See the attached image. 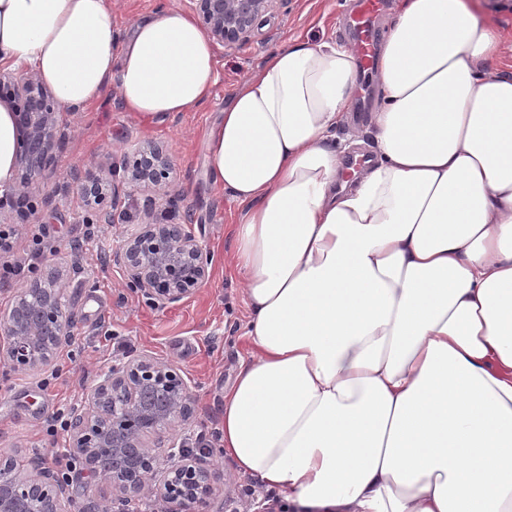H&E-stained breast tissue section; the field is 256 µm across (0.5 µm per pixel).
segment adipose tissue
Instances as JSON below:
<instances>
[{
  "instance_id": "adipose-tissue-1",
  "label": "adipose tissue",
  "mask_w": 512,
  "mask_h": 512,
  "mask_svg": "<svg viewBox=\"0 0 512 512\" xmlns=\"http://www.w3.org/2000/svg\"><path fill=\"white\" fill-rule=\"evenodd\" d=\"M466 0H396L354 181L334 142L351 44L267 54L207 133L240 206L232 258L252 353L221 451L288 512H512V64ZM0 65L74 116L118 88L145 121L218 80L190 14L117 28L108 0H0Z\"/></svg>"
}]
</instances>
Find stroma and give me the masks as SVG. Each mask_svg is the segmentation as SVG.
<instances>
[{"label":"stroma","mask_w":512,"mask_h":512,"mask_svg":"<svg viewBox=\"0 0 512 512\" xmlns=\"http://www.w3.org/2000/svg\"><path fill=\"white\" fill-rule=\"evenodd\" d=\"M359 4L360 0H274L248 43L217 47V84L211 98L192 111L145 122L123 111L112 93L87 112L68 118L66 139L48 185L53 200L44 209L54 249L42 266L64 271L65 304L73 315L76 339L57 355L54 364L60 376L45 391L37 386L41 372L11 368L0 358V453L15 455L25 465L50 464L56 448L43 433L45 415L63 405L82 406L115 360L117 342L126 344L128 355L147 353L182 371L195 397L196 417L179 427L180 435L220 430L224 392L248 358L250 346L242 278L232 263L231 227L238 206L208 176L206 133L220 118L229 95L275 46L305 37L351 41L349 25ZM353 100L358 107L337 129L336 142L359 160L373 153L369 115L376 101L375 81L357 83ZM150 141H164L170 147L174 171L169 190L175 204L147 210L150 191L131 188L120 194L118 203L107 200L103 207L119 206L138 222L148 213L160 224L190 225L210 250L208 281L193 296L165 310L154 309L139 291L128 287L121 268L111 261L123 242V225L100 224L94 243L76 253L70 248L81 232L84 214L75 174L103 172L124 150ZM219 466L224 483L210 512H225L226 501L233 498L237 512H257L263 494L241 497L249 478L237 475L227 458H220Z\"/></svg>","instance_id":"obj_1"}]
</instances>
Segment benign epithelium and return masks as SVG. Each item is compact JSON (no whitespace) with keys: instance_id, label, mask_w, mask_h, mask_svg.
<instances>
[{"instance_id":"7a95c632","label":"benign epithelium","mask_w":512,"mask_h":512,"mask_svg":"<svg viewBox=\"0 0 512 512\" xmlns=\"http://www.w3.org/2000/svg\"><path fill=\"white\" fill-rule=\"evenodd\" d=\"M201 28L216 44L233 48L251 38L273 0H191ZM26 108L14 117L23 134L16 149L9 194L28 199L30 211L46 204L50 182L67 126L52 91L31 68L0 70V85ZM173 164L169 150L151 143L123 152L108 176H81L76 188L93 217L124 224L123 212L100 209L107 192L117 199L119 186L152 188L170 204ZM113 261L128 286L159 309L196 293L210 276V251L185 224L144 222L128 228ZM62 273L50 269L18 289L10 307L0 311L5 356L14 368L41 371L75 340L72 315L65 309ZM195 413L192 391L180 369L141 353L112 365L87 394L70 423L69 452L78 471L112 488L118 512L136 502L160 503L164 512H209L210 500L223 483L217 468L178 441L176 424H189ZM168 453L166 476L152 482L158 450ZM70 479L52 467L23 469L13 456L0 455V512H72Z\"/></svg>"}]
</instances>
